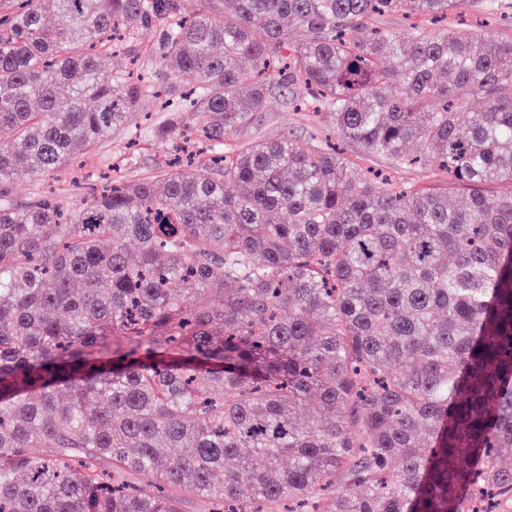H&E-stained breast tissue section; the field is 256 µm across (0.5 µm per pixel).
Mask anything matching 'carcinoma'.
Returning a JSON list of instances; mask_svg holds the SVG:
<instances>
[{"instance_id":"obj_1","label":"carcinoma","mask_w":512,"mask_h":512,"mask_svg":"<svg viewBox=\"0 0 512 512\" xmlns=\"http://www.w3.org/2000/svg\"><path fill=\"white\" fill-rule=\"evenodd\" d=\"M464 4L0 0V512H182L174 488L199 512H512V192L485 190L512 185V35L375 26ZM159 24L163 90L192 97L157 143L223 145L277 78L363 153L447 180L284 137L238 141L207 179L14 202L15 170L132 120L148 89L100 57Z\"/></svg>"}]
</instances>
